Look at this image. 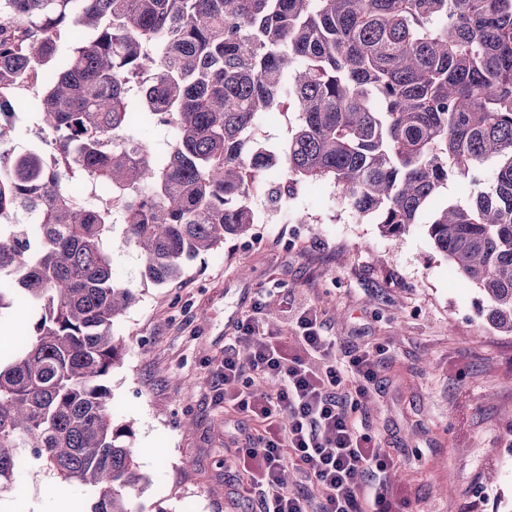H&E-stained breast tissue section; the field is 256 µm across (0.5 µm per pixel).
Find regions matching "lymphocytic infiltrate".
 Wrapping results in <instances>:
<instances>
[{
	"label": "lymphocytic infiltrate",
	"mask_w": 512,
	"mask_h": 512,
	"mask_svg": "<svg viewBox=\"0 0 512 512\" xmlns=\"http://www.w3.org/2000/svg\"><path fill=\"white\" fill-rule=\"evenodd\" d=\"M254 303L240 336L224 346V403L252 420L234 461L258 512H403L383 480L393 460L356 414L386 352L376 343L337 355L315 309L298 311L295 335L266 331ZM249 351L240 360L239 347ZM275 388H266L267 380ZM307 477L315 498L289 492L287 464Z\"/></svg>",
	"instance_id": "obj_1"
}]
</instances>
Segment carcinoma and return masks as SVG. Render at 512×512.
Returning a JSON list of instances; mask_svg holds the SVG:
<instances>
[{
  "instance_id": "1",
  "label": "carcinoma",
  "mask_w": 512,
  "mask_h": 512,
  "mask_svg": "<svg viewBox=\"0 0 512 512\" xmlns=\"http://www.w3.org/2000/svg\"><path fill=\"white\" fill-rule=\"evenodd\" d=\"M27 84L55 158L0 123V310L41 309L0 363V484L30 455L94 488L91 512H135L105 380L138 297L114 247L167 284L251 234L271 182L329 185L390 237L431 211L435 248L512 335V0H0V113ZM268 112L288 116L277 148L256 137ZM143 124L178 136L156 151ZM450 178L467 205H435Z\"/></svg>"
}]
</instances>
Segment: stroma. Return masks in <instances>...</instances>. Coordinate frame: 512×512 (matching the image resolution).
Instances as JSON below:
<instances>
[{"mask_svg":"<svg viewBox=\"0 0 512 512\" xmlns=\"http://www.w3.org/2000/svg\"><path fill=\"white\" fill-rule=\"evenodd\" d=\"M252 208L253 239L200 254L174 282L141 281L135 253L114 256L139 297L107 378L113 421L132 423L146 478L137 512H255L231 466L242 417L215 393L224 341L259 297L271 330L292 331L294 302L317 309L337 352L386 346L362 418L411 512H512V335L486 320L481 290L452 271L426 224L395 240L315 188L273 203L259 194ZM302 212L309 223H296ZM49 480L30 460L0 486V512H52Z\"/></svg>","mask_w":512,"mask_h":512,"instance_id":"1","label":"stroma"}]
</instances>
